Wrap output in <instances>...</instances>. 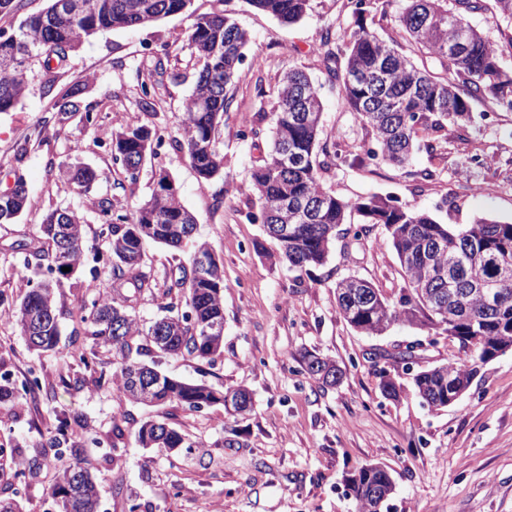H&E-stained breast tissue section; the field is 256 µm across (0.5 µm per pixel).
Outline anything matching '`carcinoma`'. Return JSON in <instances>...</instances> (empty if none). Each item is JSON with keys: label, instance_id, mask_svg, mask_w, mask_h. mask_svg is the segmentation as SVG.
Here are the masks:
<instances>
[{"label": "carcinoma", "instance_id": "obj_1", "mask_svg": "<svg viewBox=\"0 0 512 512\" xmlns=\"http://www.w3.org/2000/svg\"><path fill=\"white\" fill-rule=\"evenodd\" d=\"M71 9L56 11V0L25 16L10 33L0 30V112L11 111L26 93L29 74L40 65L52 76L53 61H62L87 39L104 30L134 29L184 12L190 0H70ZM251 4L285 24L300 20L309 0H250ZM355 27L324 36L326 58L344 66L329 74L339 85L348 110L362 126L372 129L375 147L342 150L319 146L322 102L318 85L302 70H290L281 79L273 106V126L266 156L251 169V185L258 196L260 219L268 234L278 240L279 259L303 271L321 266L355 211L363 223L383 226L405 276L397 301L385 297L373 283L349 275L336 282V306L343 319L367 336L383 334L395 323L420 324L455 342L460 358L412 375L418 396L430 407L448 406V395L467 389L477 367L492 360L489 349L512 351V219L479 216L469 224H444L427 213L402 208L391 196H369L347 202L324 188L321 172L334 165L365 167L382 163L406 166L418 146L422 129L440 132L449 126L463 128L474 121L472 103L490 99L504 112H512V75L499 63V49L471 24L469 16L495 11L512 23V0H409L399 21L411 41L435 58L442 73L417 69L396 47L380 39L366 22L370 4L352 0ZM250 41L248 32L230 18L216 13L196 18L189 27L186 46L200 66L184 109L181 138L174 142L200 180L208 182L224 168L218 147V128L233 105L229 95L237 66ZM79 90L61 95L58 112H82L88 126L97 121L81 110ZM164 134L136 121L112 138L113 159L120 162L130 182L152 146ZM324 160H319V155ZM79 193H93L99 174L78 162L59 170ZM28 200L23 177L16 178L12 197L0 200V224L14 223ZM300 205L284 217L279 201ZM99 236L109 245L112 295L81 308L80 323L89 344L73 353L81 374L96 375L99 384L112 383L127 402L144 406L177 404L200 411L215 404L252 401L249 390L228 387L218 391L204 384L171 378L153 365L137 359L143 353L159 357L193 356L209 363L224 349V271L222 262L204 243L194 242L196 219L179 194L160 196L152 190L133 213L114 209L109 200L96 208ZM288 235L279 237L281 225ZM85 228L78 214L54 209L41 217L38 235L20 242L17 252L23 266L46 271L24 294L14 318L31 349L49 352L60 341L61 311L56 288L80 272L84 260ZM162 244L178 252L190 243L194 252L209 257L200 270L178 264V273L166 281L164 294L181 296L184 306H165L167 314L146 325L135 315L141 297L153 294L157 283L142 271L145 245ZM70 271L64 272L62 268ZM483 288L497 289L498 300L486 304ZM459 318L453 332L440 311ZM112 350L115 370L108 374L96 348ZM307 373L333 387L340 382L336 363L306 353ZM381 393L397 399L401 384L385 368L377 370ZM20 386L0 373V404L14 401ZM144 448L169 451L185 448V435L163 420H148L138 431ZM50 447L62 448L72 459L61 464L50 487L56 512H100L96 478L77 458L82 438L68 433L60 421ZM356 512H378V503L390 500L394 480L382 465L369 464L348 479Z\"/></svg>", "mask_w": 512, "mask_h": 512}]
</instances>
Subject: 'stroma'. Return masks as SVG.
Instances as JSON below:
<instances>
[{"mask_svg":"<svg viewBox=\"0 0 512 512\" xmlns=\"http://www.w3.org/2000/svg\"><path fill=\"white\" fill-rule=\"evenodd\" d=\"M406 6V0H374L375 30L418 67L439 72L438 62L401 27ZM213 13L250 35L231 87L233 106L219 128L224 171L200 182L184 151L168 140L146 155L138 182L130 183L112 158V137L136 120L178 132L198 67L186 47L187 31L194 19ZM353 21L348 0H311L308 14L292 25L249 0H190L185 13L92 36L69 55L54 86L34 72L18 105L0 112V190L19 173L31 199L17 223L0 224V373L16 381L32 374L42 385L38 399L0 407V447L14 456L0 463V499H17L23 512H54L49 489L59 461L48 439L59 417L67 416L79 418L96 438L80 457L98 477L101 512H354L345 479L369 463L387 466L396 482L392 512H512V352L479 366L469 391L448 407L424 404L407 375L399 378V398H385L374 354L416 340L426 344L422 366L457 354L448 338L433 337L424 326L397 324L366 336L341 317L335 286L342 277L368 279L391 299L404 288L385 230L340 235L323 265L299 272L278 260L277 241L257 219L250 169L267 149L276 87L289 70L306 71L319 86L321 145L373 144L371 132L345 108L324 55L326 30L339 32ZM162 56L168 73L154 85L152 110L140 111L141 83ZM73 85L83 87V104L97 112L95 126L58 114L56 101ZM473 111L476 118L464 129L421 131L411 166H334L322 174L324 187L349 202L391 196L446 224L481 215L511 218L512 112L488 101L474 103ZM74 157L101 175L93 198L77 195L58 174ZM158 170L170 175L195 215L196 238L222 262L226 284L222 356L211 365L192 356L166 358L160 369L218 390L252 391L253 409L239 420L243 434L234 447L225 442L223 406L132 405L94 377L71 384V354L83 343L73 334L79 308L111 283L93 202L108 199L133 212L150 196ZM55 208L82 217L89 248L82 273L57 295L59 348L40 354L29 349L11 317L29 278L16 246L35 237L41 215ZM90 279L95 287H87ZM308 351L336 362L340 384L325 387L306 373L301 359ZM152 417L184 434L187 448L169 456L139 446L137 429ZM116 423L119 438L112 433Z\"/></svg>","mask_w":512,"mask_h":512,"instance_id":"stroma-1","label":"stroma"}]
</instances>
